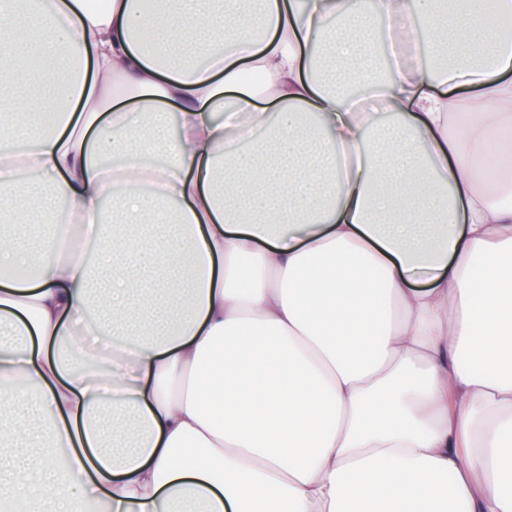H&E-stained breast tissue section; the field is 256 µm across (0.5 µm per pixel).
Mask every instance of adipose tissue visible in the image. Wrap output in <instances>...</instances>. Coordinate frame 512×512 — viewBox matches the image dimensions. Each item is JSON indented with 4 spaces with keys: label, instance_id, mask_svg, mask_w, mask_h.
<instances>
[{
    "label": "adipose tissue",
    "instance_id": "adipose-tissue-1",
    "mask_svg": "<svg viewBox=\"0 0 512 512\" xmlns=\"http://www.w3.org/2000/svg\"><path fill=\"white\" fill-rule=\"evenodd\" d=\"M27 2L0 0V267L30 271L0 278V512H512V0H262L258 30L237 0ZM380 18L425 51L376 70ZM22 56L50 98L12 91ZM29 173L104 288L53 203L48 257L21 245Z\"/></svg>",
    "mask_w": 512,
    "mask_h": 512
}]
</instances>
